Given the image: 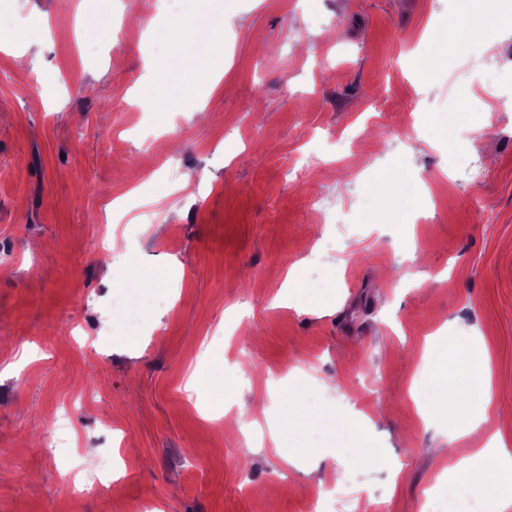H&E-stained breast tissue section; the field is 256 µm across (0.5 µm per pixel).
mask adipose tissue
I'll return each instance as SVG.
<instances>
[{"label": "adipose tissue", "mask_w": 512, "mask_h": 512, "mask_svg": "<svg viewBox=\"0 0 512 512\" xmlns=\"http://www.w3.org/2000/svg\"><path fill=\"white\" fill-rule=\"evenodd\" d=\"M438 359L439 375L447 380V412L457 418L458 433H466L487 420L491 411L486 351L471 346L440 353ZM450 361L461 366L459 377H449ZM448 468L485 490V512H505L512 505V451L506 446H499L493 455L479 449L469 458L450 462Z\"/></svg>", "instance_id": "obj_1"}]
</instances>
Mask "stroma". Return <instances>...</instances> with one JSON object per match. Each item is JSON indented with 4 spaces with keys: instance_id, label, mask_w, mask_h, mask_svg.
<instances>
[{
    "instance_id": "1",
    "label": "stroma",
    "mask_w": 512,
    "mask_h": 512,
    "mask_svg": "<svg viewBox=\"0 0 512 512\" xmlns=\"http://www.w3.org/2000/svg\"><path fill=\"white\" fill-rule=\"evenodd\" d=\"M98 11L123 37L82 30ZM470 12L500 17L491 50L463 49ZM199 19L209 50H174ZM0 26L26 34L0 49V512H308L313 466L331 512H477L448 460L512 425L456 435L436 354L485 346L512 405V0H0ZM141 264L131 336L112 301ZM87 448L123 460L113 489L74 492Z\"/></svg>"
}]
</instances>
